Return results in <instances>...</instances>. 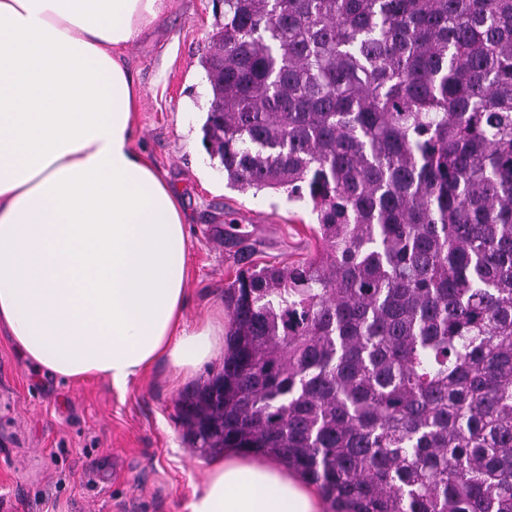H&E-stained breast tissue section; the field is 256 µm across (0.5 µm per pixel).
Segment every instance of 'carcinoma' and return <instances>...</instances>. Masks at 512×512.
Instances as JSON below:
<instances>
[{
    "label": "carcinoma",
    "mask_w": 512,
    "mask_h": 512,
    "mask_svg": "<svg viewBox=\"0 0 512 512\" xmlns=\"http://www.w3.org/2000/svg\"><path fill=\"white\" fill-rule=\"evenodd\" d=\"M203 141L316 254L240 270L195 448L332 512H512V0H223Z\"/></svg>",
    "instance_id": "carcinoma-1"
}]
</instances>
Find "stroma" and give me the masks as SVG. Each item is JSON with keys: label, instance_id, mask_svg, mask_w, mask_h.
I'll list each match as a JSON object with an SVG mask.
<instances>
[{"label": "stroma", "instance_id": "obj_1", "mask_svg": "<svg viewBox=\"0 0 512 512\" xmlns=\"http://www.w3.org/2000/svg\"><path fill=\"white\" fill-rule=\"evenodd\" d=\"M219 20L213 0H166L159 24L123 53L142 90L136 147L185 211L191 324L224 308L238 270L318 246L309 205L231 188L203 144L201 59ZM223 366L220 352L189 374L161 362L119 391L101 377L38 373L0 332V512H187L212 458L192 446L180 401Z\"/></svg>", "mask_w": 512, "mask_h": 512}]
</instances>
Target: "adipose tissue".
<instances>
[{
    "mask_svg": "<svg viewBox=\"0 0 512 512\" xmlns=\"http://www.w3.org/2000/svg\"><path fill=\"white\" fill-rule=\"evenodd\" d=\"M165 0H0V329L25 361L126 389L157 362L197 369L224 313L188 324L180 200L135 145L120 56ZM188 512H328L270 459L229 449Z\"/></svg>",
    "mask_w": 512,
    "mask_h": 512,
    "instance_id": "1",
    "label": "adipose tissue"
}]
</instances>
